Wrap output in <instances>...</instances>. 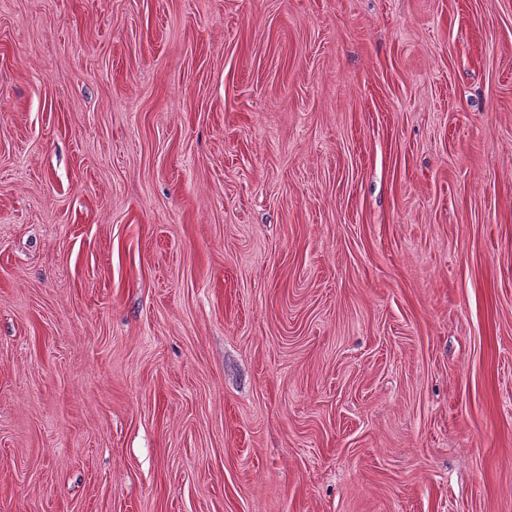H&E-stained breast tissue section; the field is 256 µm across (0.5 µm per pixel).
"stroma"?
Returning a JSON list of instances; mask_svg holds the SVG:
<instances>
[{"label":"stroma","instance_id":"obj_1","mask_svg":"<svg viewBox=\"0 0 512 512\" xmlns=\"http://www.w3.org/2000/svg\"><path fill=\"white\" fill-rule=\"evenodd\" d=\"M0 512H512V0H0Z\"/></svg>","mask_w":512,"mask_h":512}]
</instances>
